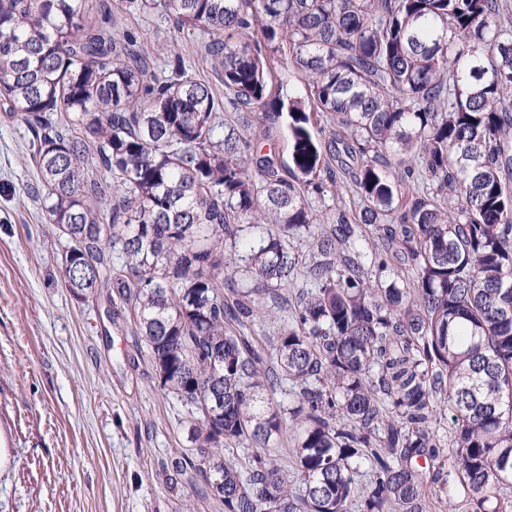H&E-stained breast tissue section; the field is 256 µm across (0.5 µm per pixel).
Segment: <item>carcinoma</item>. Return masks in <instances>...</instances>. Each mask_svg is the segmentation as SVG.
I'll list each match as a JSON object with an SVG mask.
<instances>
[{
    "mask_svg": "<svg viewBox=\"0 0 512 512\" xmlns=\"http://www.w3.org/2000/svg\"><path fill=\"white\" fill-rule=\"evenodd\" d=\"M146 12L206 34L224 97L172 46L112 29ZM503 13L0 0V109L34 132L36 197L72 243L64 284L131 305L160 388L190 416L172 471L224 512H424L425 473L448 512H512ZM323 118L344 137H323ZM280 128L286 160L256 146ZM346 176L355 208L340 197L318 214L309 197ZM271 303L290 308L274 341ZM285 440L288 470L270 455ZM242 447L255 452L225 457Z\"/></svg>",
    "mask_w": 512,
    "mask_h": 512,
    "instance_id": "cac0c4a2",
    "label": "carcinoma"
}]
</instances>
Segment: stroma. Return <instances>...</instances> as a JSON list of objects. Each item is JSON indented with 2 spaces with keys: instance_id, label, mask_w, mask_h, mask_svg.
<instances>
[{
  "instance_id": "35a3bbf8",
  "label": "stroma",
  "mask_w": 512,
  "mask_h": 512,
  "mask_svg": "<svg viewBox=\"0 0 512 512\" xmlns=\"http://www.w3.org/2000/svg\"><path fill=\"white\" fill-rule=\"evenodd\" d=\"M118 27L149 50L176 43L211 78L203 32L151 14ZM30 154L25 124L0 111V444L13 456L0 512H224L171 478L188 447L185 409L159 388L129 305L64 288L68 243L34 198Z\"/></svg>"
}]
</instances>
